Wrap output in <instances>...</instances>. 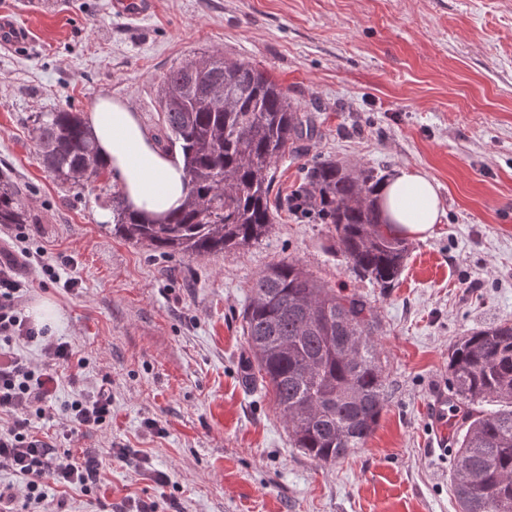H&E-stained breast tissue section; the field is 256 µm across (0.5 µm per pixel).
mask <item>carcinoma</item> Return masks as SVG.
Returning <instances> with one entry per match:
<instances>
[{"instance_id":"carcinoma-1","label":"carcinoma","mask_w":512,"mask_h":512,"mask_svg":"<svg viewBox=\"0 0 512 512\" xmlns=\"http://www.w3.org/2000/svg\"><path fill=\"white\" fill-rule=\"evenodd\" d=\"M217 86L224 88L222 102L212 97ZM160 106L185 184L181 207L164 219L132 211L107 184L108 165L80 112L58 109L33 119L44 168L79 193L99 187L112 232L168 257L217 255L263 239L276 218L270 204L276 164L316 134L310 113L258 65L214 54L171 68ZM301 169L287 208L328 225L358 277L394 287L408 243L378 205L386 176L334 160ZM36 223L19 184L0 172V224ZM250 292L244 335L294 447L321 463L362 447L386 402L374 307L359 294L324 287L297 260L270 264ZM448 367L451 411L463 410L469 422L453 439L460 512H512V322L464 337L451 349ZM490 402L496 409L476 410Z\"/></svg>"}]
</instances>
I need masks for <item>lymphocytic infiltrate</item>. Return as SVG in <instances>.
I'll use <instances>...</instances> for the list:
<instances>
[{
  "mask_svg": "<svg viewBox=\"0 0 512 512\" xmlns=\"http://www.w3.org/2000/svg\"><path fill=\"white\" fill-rule=\"evenodd\" d=\"M25 232H17L15 250L0 256V414L11 416L0 425V473L13 481L0 487V512H53L56 490L67 487L94 493L100 482L95 449L81 453L46 442L36 431L38 422H57L58 433L69 438L75 431L90 435L112 423V381L103 377L95 392L66 403L52 414L53 394L64 370L84 367L71 344L49 336L45 327L23 313L27 288L20 268L35 259ZM39 344L42 360L33 364L18 354V346Z\"/></svg>",
  "mask_w": 512,
  "mask_h": 512,
  "instance_id": "f902f5d3",
  "label": "lymphocytic infiltrate"
}]
</instances>
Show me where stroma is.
<instances>
[{"label": "stroma", "instance_id": "35a3bbf8", "mask_svg": "<svg viewBox=\"0 0 512 512\" xmlns=\"http://www.w3.org/2000/svg\"><path fill=\"white\" fill-rule=\"evenodd\" d=\"M111 2L0 0L28 33L24 49L0 48V170L28 189L30 248L71 257L63 275L78 283L32 267L23 310L51 303L54 335L87 360L56 404L112 379L111 427L70 441L97 450L99 495L68 492L69 512L130 497L159 512H458L431 404L448 391L452 345L512 321V0H154L140 20ZM204 54L259 65L315 116L303 159L434 180L440 222L410 239L395 287L357 279L327 225L301 214L245 249L163 256L112 235L94 194L43 168L34 116L87 113L103 96L164 145L161 81ZM289 259L378 314L387 406L365 446L333 463L292 448L272 392L248 378L251 282Z\"/></svg>", "mask_w": 512, "mask_h": 512}]
</instances>
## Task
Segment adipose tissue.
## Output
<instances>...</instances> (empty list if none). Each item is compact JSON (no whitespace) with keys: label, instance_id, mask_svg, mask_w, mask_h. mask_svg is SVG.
Wrapping results in <instances>:
<instances>
[{"label":"adipose tissue","instance_id":"ef3b65f1","mask_svg":"<svg viewBox=\"0 0 512 512\" xmlns=\"http://www.w3.org/2000/svg\"><path fill=\"white\" fill-rule=\"evenodd\" d=\"M88 128L131 210L159 218L181 206V165L156 147L134 112L111 99H98L88 115ZM378 203L389 223L407 237L430 235L440 219L433 180L414 168L402 169L386 181Z\"/></svg>","mask_w":512,"mask_h":512}]
</instances>
